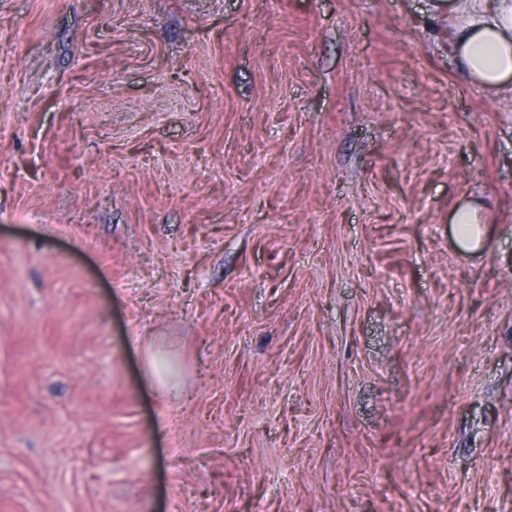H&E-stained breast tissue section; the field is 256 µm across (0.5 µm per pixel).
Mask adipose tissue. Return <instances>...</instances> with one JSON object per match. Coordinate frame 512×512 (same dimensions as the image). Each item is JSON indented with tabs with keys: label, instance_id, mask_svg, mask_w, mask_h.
Instances as JSON below:
<instances>
[{
	"label": "adipose tissue",
	"instance_id": "obj_1",
	"mask_svg": "<svg viewBox=\"0 0 512 512\" xmlns=\"http://www.w3.org/2000/svg\"><path fill=\"white\" fill-rule=\"evenodd\" d=\"M448 49L470 80L512 98V0H447Z\"/></svg>",
	"mask_w": 512,
	"mask_h": 512
}]
</instances>
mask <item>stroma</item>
<instances>
[{
  "mask_svg": "<svg viewBox=\"0 0 512 512\" xmlns=\"http://www.w3.org/2000/svg\"><path fill=\"white\" fill-rule=\"evenodd\" d=\"M0 512H512V101L444 6L0 0ZM453 224H469V231L464 233L461 225H457V239L459 244L468 252H476L481 245V228L478 225L477 210L472 206L461 208L455 212Z\"/></svg>",
  "mask_w": 512,
  "mask_h": 512,
  "instance_id": "stroma-1",
  "label": "stroma"
}]
</instances>
